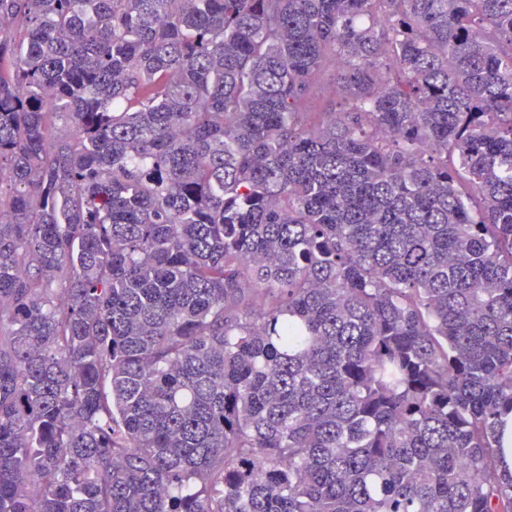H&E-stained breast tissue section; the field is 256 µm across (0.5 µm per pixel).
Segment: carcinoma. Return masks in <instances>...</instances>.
Returning <instances> with one entry per match:
<instances>
[{
  "mask_svg": "<svg viewBox=\"0 0 512 512\" xmlns=\"http://www.w3.org/2000/svg\"><path fill=\"white\" fill-rule=\"evenodd\" d=\"M0 17V512H512V0Z\"/></svg>",
  "mask_w": 512,
  "mask_h": 512,
  "instance_id": "1",
  "label": "carcinoma"
}]
</instances>
